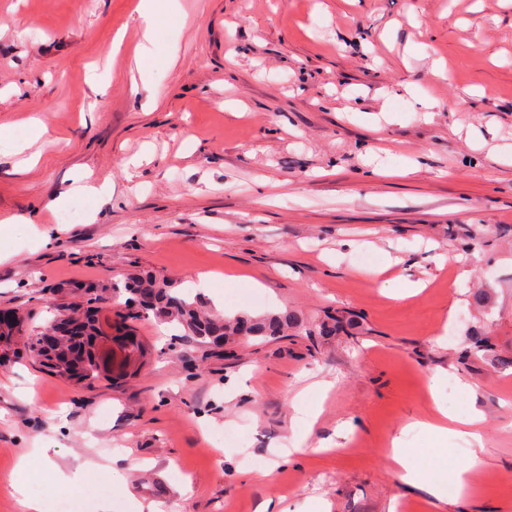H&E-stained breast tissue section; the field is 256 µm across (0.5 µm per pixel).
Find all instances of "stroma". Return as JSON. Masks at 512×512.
Segmentation results:
<instances>
[{
    "mask_svg": "<svg viewBox=\"0 0 512 512\" xmlns=\"http://www.w3.org/2000/svg\"><path fill=\"white\" fill-rule=\"evenodd\" d=\"M137 2L0 0V215L26 218L0 311L32 334L143 273L297 326L214 346L143 317L89 388L0 343V512L23 457L45 501L53 466H110L112 512H512V0H157L149 41ZM440 406L484 416L464 498L384 457Z\"/></svg>",
    "mask_w": 512,
    "mask_h": 512,
    "instance_id": "stroma-1",
    "label": "stroma"
}]
</instances>
